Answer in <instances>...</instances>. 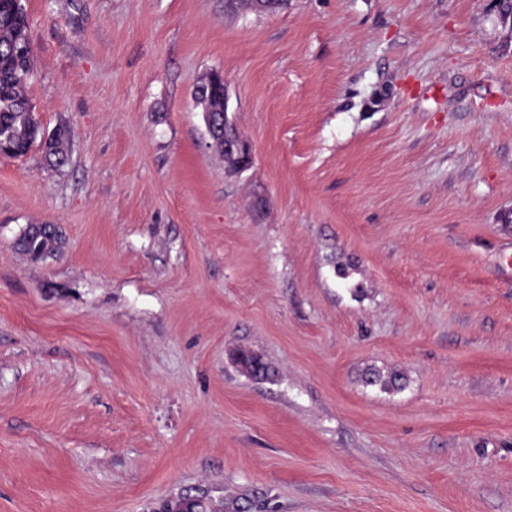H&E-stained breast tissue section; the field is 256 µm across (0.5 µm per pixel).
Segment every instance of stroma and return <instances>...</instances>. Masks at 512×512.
Returning <instances> with one entry per match:
<instances>
[{
	"mask_svg": "<svg viewBox=\"0 0 512 512\" xmlns=\"http://www.w3.org/2000/svg\"><path fill=\"white\" fill-rule=\"evenodd\" d=\"M22 2L27 95L70 162L0 157V512L198 486L250 512H512L495 0ZM214 72L254 150L237 174L194 102ZM31 224L62 251L18 250ZM363 381L366 385H378L384 391L401 390L405 385V377L398 371L384 375L377 370H367L363 376Z\"/></svg>",
	"mask_w": 512,
	"mask_h": 512,
	"instance_id": "stroma-1",
	"label": "stroma"
}]
</instances>
